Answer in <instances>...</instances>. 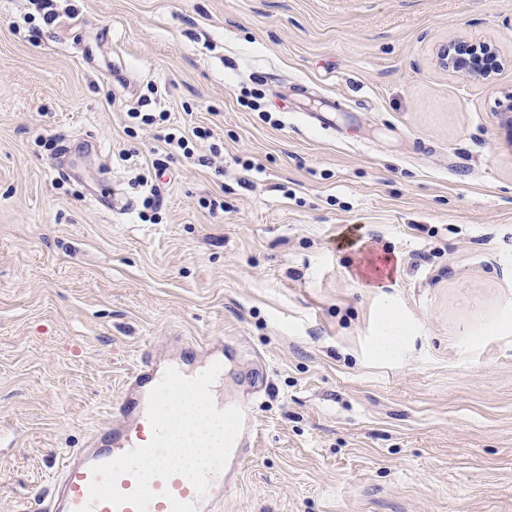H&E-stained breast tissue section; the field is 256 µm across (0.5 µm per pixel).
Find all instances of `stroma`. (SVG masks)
<instances>
[{
    "instance_id": "stroma-1",
    "label": "stroma",
    "mask_w": 512,
    "mask_h": 512,
    "mask_svg": "<svg viewBox=\"0 0 512 512\" xmlns=\"http://www.w3.org/2000/svg\"><path fill=\"white\" fill-rule=\"evenodd\" d=\"M58 5L0 0V512L208 340L257 427L224 512H512V0ZM441 65L474 79H488L496 67V49L490 44L458 40L438 52ZM376 352L381 356H393L406 337V326L392 313L384 314L378 327Z\"/></svg>"
}]
</instances>
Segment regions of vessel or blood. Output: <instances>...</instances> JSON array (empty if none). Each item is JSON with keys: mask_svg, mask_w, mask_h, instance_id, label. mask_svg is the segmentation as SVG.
<instances>
[{"mask_svg": "<svg viewBox=\"0 0 512 512\" xmlns=\"http://www.w3.org/2000/svg\"><path fill=\"white\" fill-rule=\"evenodd\" d=\"M161 375L151 356H143L130 374L115 407L110 425L91 431L84 447L68 449L52 476V494L41 512H77L88 500L93 465L114 460L128 450L148 442L150 424L147 400ZM244 427L237 437L225 470L215 477L206 496H198L183 476L152 479L155 494L147 512H221L232 478L253 446L254 423L251 407H244Z\"/></svg>", "mask_w": 512, "mask_h": 512, "instance_id": "1", "label": "vessel or blood"}]
</instances>
